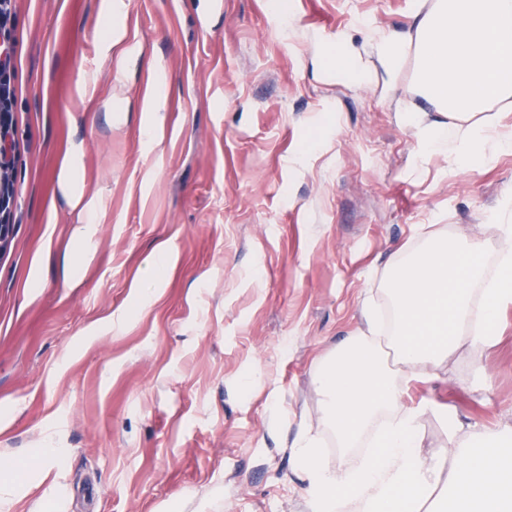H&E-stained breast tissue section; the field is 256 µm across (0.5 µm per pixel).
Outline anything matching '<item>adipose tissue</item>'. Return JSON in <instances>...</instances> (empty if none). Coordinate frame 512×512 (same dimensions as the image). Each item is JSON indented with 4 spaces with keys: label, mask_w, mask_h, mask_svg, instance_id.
<instances>
[{
    "label": "adipose tissue",
    "mask_w": 512,
    "mask_h": 512,
    "mask_svg": "<svg viewBox=\"0 0 512 512\" xmlns=\"http://www.w3.org/2000/svg\"><path fill=\"white\" fill-rule=\"evenodd\" d=\"M409 18L404 29L371 35L370 46L388 75L414 49L415 88L438 114L430 121L419 111L402 113L421 148L462 166L512 148L494 134L497 115L484 112L489 101H512V0H436L427 11L413 7ZM327 64L347 82L375 78L342 38ZM494 219L498 247L430 233L416 248L397 249L385 274L390 330L379 332V311L366 305L365 330L318 360L322 420L339 447H357L380 414L389 419L373 432L370 452L335 469L322 463L310 428H300L290 458L308 512H512V428H482L410 394L414 383L437 381L457 351L478 354L498 339L501 313L512 305V214ZM429 413L450 447L428 455L420 424Z\"/></svg>",
    "instance_id": "obj_1"
}]
</instances>
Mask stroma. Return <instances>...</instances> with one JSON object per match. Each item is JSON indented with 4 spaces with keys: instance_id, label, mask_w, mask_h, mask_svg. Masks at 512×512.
<instances>
[{
    "instance_id": "stroma-1",
    "label": "stroma",
    "mask_w": 512,
    "mask_h": 512,
    "mask_svg": "<svg viewBox=\"0 0 512 512\" xmlns=\"http://www.w3.org/2000/svg\"><path fill=\"white\" fill-rule=\"evenodd\" d=\"M412 1L14 0L0 449L61 457L21 476L10 512H213L217 489L220 512H307L287 450L302 423L324 463L352 462L322 423L316 360L361 327L364 302L384 305L399 246L497 240L512 199V150L471 168L419 152L397 114L422 102L414 52L363 86L318 64L341 37L376 67L368 36L402 29ZM108 7L127 28L116 46ZM160 82L155 148L140 119ZM74 145L78 202L58 180ZM89 202L100 219L67 278ZM161 248L175 263L154 289L142 271ZM500 330L415 396L512 426V307Z\"/></svg>"
}]
</instances>
